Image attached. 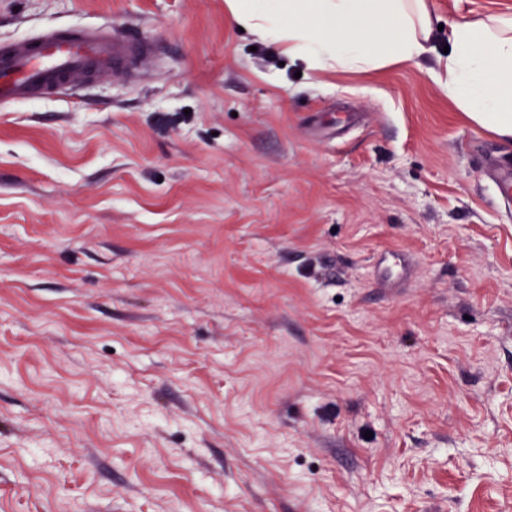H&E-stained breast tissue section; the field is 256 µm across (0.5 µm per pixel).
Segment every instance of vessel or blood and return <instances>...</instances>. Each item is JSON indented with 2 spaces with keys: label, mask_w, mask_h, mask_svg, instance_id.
I'll use <instances>...</instances> for the list:
<instances>
[{
  "label": "vessel or blood",
  "mask_w": 512,
  "mask_h": 512,
  "mask_svg": "<svg viewBox=\"0 0 512 512\" xmlns=\"http://www.w3.org/2000/svg\"><path fill=\"white\" fill-rule=\"evenodd\" d=\"M153 53L152 43L106 24L79 32L50 29L0 47V106L78 93L100 75H126Z\"/></svg>",
  "instance_id": "obj_1"
}]
</instances>
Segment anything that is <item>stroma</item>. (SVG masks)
Masks as SVG:
<instances>
[{
    "label": "stroma",
    "mask_w": 512,
    "mask_h": 512,
    "mask_svg": "<svg viewBox=\"0 0 512 512\" xmlns=\"http://www.w3.org/2000/svg\"><path fill=\"white\" fill-rule=\"evenodd\" d=\"M442 25L512 0H428ZM135 79L0 111V512H512V145L434 58L314 73L224 0H0Z\"/></svg>",
    "instance_id": "35a3bbf8"
}]
</instances>
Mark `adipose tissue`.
<instances>
[{
    "instance_id": "1",
    "label": "adipose tissue",
    "mask_w": 512,
    "mask_h": 512,
    "mask_svg": "<svg viewBox=\"0 0 512 512\" xmlns=\"http://www.w3.org/2000/svg\"><path fill=\"white\" fill-rule=\"evenodd\" d=\"M228 21L309 70L416 64L432 52L427 0H224ZM430 77L466 117L512 143V16L448 26Z\"/></svg>"
}]
</instances>
